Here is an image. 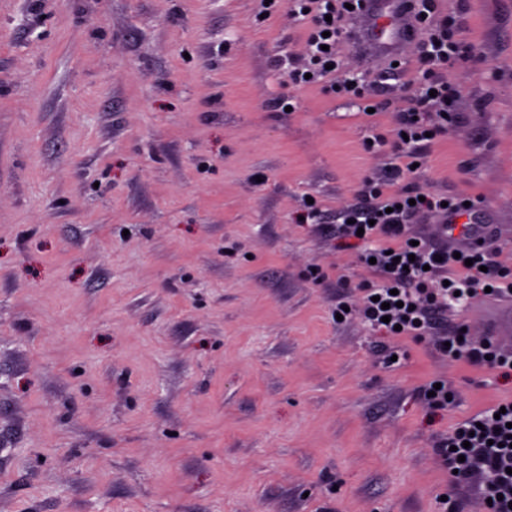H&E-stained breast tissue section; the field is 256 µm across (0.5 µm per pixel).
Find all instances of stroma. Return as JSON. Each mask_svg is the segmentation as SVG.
Here are the masks:
<instances>
[{"instance_id": "35a3bbf8", "label": "stroma", "mask_w": 512, "mask_h": 512, "mask_svg": "<svg viewBox=\"0 0 512 512\" xmlns=\"http://www.w3.org/2000/svg\"><path fill=\"white\" fill-rule=\"evenodd\" d=\"M440 12L460 97L405 183L479 199L458 221L512 269V0ZM288 56L286 0H0V512H445L434 445L512 376L362 321L338 216L396 117ZM401 60L369 98L411 104ZM444 324L512 352V305Z\"/></svg>"}]
</instances>
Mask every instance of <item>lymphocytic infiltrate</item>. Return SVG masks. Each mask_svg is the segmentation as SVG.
I'll return each mask as SVG.
<instances>
[{
	"label": "lymphocytic infiltrate",
	"instance_id": "1",
	"mask_svg": "<svg viewBox=\"0 0 512 512\" xmlns=\"http://www.w3.org/2000/svg\"><path fill=\"white\" fill-rule=\"evenodd\" d=\"M291 13L305 29L307 63L289 66L288 82L300 88L321 84L327 93L362 98L357 74L344 72L335 52L339 39L350 36V21L361 0H290ZM420 32L416 102L401 110L392 136L376 134L368 149L386 148L393 157L384 179L365 178L358 203L342 212L346 233L366 244L377 282L361 288L360 312L367 323L387 334L431 335L434 352L444 359L464 358L490 365L503 375L512 374V356L494 352L491 342L476 345L458 335L436 333L438 315L455 297H468L482 289L512 299V271L495 259L496 249L471 246L454 249L442 244L440 233L411 225L422 217L448 220L465 210L461 199L421 195L405 186L414 163L420 161L429 136L440 135L455 111L458 92L443 77L464 55L454 25L438 16L437 0H412ZM436 453L459 488L473 474L486 475L481 496L493 499V512H512V400L491 406L456 424Z\"/></svg>",
	"mask_w": 512,
	"mask_h": 512
}]
</instances>
